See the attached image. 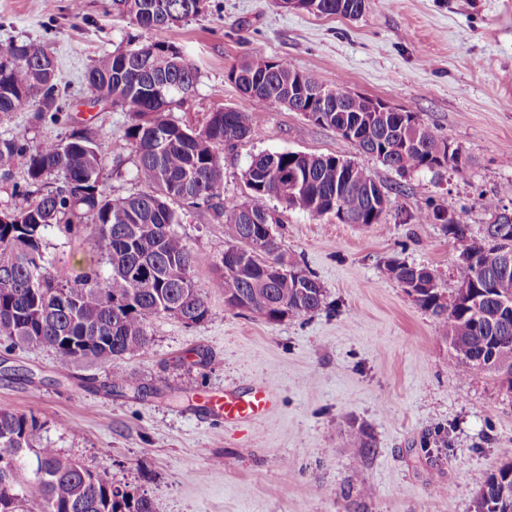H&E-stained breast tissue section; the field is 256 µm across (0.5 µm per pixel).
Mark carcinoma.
<instances>
[{
	"label": "carcinoma",
	"instance_id": "cac0c4a2",
	"mask_svg": "<svg viewBox=\"0 0 512 512\" xmlns=\"http://www.w3.org/2000/svg\"><path fill=\"white\" fill-rule=\"evenodd\" d=\"M206 0H112L113 9L133 19L145 34L158 32L197 16ZM366 0H317L316 14L355 17ZM103 54L85 73L91 102L110 103L131 113L123 137L136 158V179L143 189L112 197L102 181L110 153L108 142L86 130L73 131L61 141L31 145L25 138L0 139V176L17 168L26 189L14 195L25 204L0 211V337L7 347L36 344L49 347L63 365L79 360L112 367V387L130 384L122 365L152 340L151 320L160 315L186 325L203 322L209 313L206 295L193 281L194 268L209 262L216 274L209 288L224 294V305L266 322L315 313L325 305L326 292L311 274L286 261L275 235L276 199L288 209L325 215L340 201L347 220L371 223L368 191L376 182L363 168L347 162L349 175L333 156L300 152H263L253 157L245 178L251 200L240 203L224 196V147H233L249 132L248 113L218 109L201 128L177 124L168 109L156 104L154 87L164 83H197L198 70L176 46L154 42L156 51L145 67L137 63L138 43ZM14 65L0 74L15 92L0 93V114L33 111L56 116L62 112L57 71H48L38 54L46 45L20 41L0 50ZM301 76L309 90L325 85L312 72H298L285 58L252 53L233 66L228 79L253 103L288 105V84ZM315 122L338 130L366 126L358 148L402 173L455 169L461 154H448L422 119L408 112L366 111L364 99H351L344 112H320ZM56 187L33 198L30 187L48 179ZM512 194V183L481 199L490 215L501 210V197ZM205 208L232 223L236 244L224 250L234 257L212 260L195 250L177 231L181 223L174 205ZM260 218L250 221L249 215ZM445 210L420 213L422 223L438 221L451 235L460 262L459 284L475 288L480 304L458 303L441 293L433 272L423 266L389 260L383 275L414 286L415 301L441 317V334L456 359L477 374H503L512 385V264L499 262L512 255V223L485 241L468 236L463 224H450ZM81 224L96 228L94 250L105 268L91 267L72 278L53 269L45 239L54 230L72 233ZM286 268L270 274L267 263ZM497 348V354L490 353ZM41 425L31 416L0 410V512H154L143 495L123 504L112 500L113 484L56 449L38 447ZM503 464L479 485L471 512H512L501 500L504 485H512V448L501 449Z\"/></svg>",
	"mask_w": 512,
	"mask_h": 512
}]
</instances>
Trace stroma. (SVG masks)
<instances>
[{"label":"stroma","mask_w":512,"mask_h":512,"mask_svg":"<svg viewBox=\"0 0 512 512\" xmlns=\"http://www.w3.org/2000/svg\"><path fill=\"white\" fill-rule=\"evenodd\" d=\"M135 22L112 0H0V49L49 45L66 110L58 122L33 112L0 117V138L36 145L88 128L112 149L103 180L113 196L139 190L123 134L129 113L90 106L82 80L94 60L123 49ZM198 70L194 94L169 117L201 124L216 108L249 116L250 132L224 151V194L244 202L252 156L294 151L364 168L388 196L376 224L279 208L276 235L288 263L326 290L321 311L268 323L228 310L210 290V264L193 272L209 314L188 326L159 316L152 343L124 363L134 385L108 389V366H61L48 348L0 344V410L35 416L43 443L113 484L150 497L156 512H470L479 483L512 448V392L466 371L423 309L382 267L424 266L444 295L458 287V253L421 211L455 212L482 239L490 216L479 199L512 181V0H368L362 16L286 11L273 0H207L198 16L157 32ZM285 57L324 84L380 99L428 123L458 147L454 170L402 174L336 130L276 103L255 106L227 78L247 53ZM179 233L211 257L234 242L232 226L181 209ZM92 228L49 235L54 268L78 276L98 265ZM207 366H200V357ZM269 383L275 405L240 426L218 424L211 397ZM363 429V454L349 439ZM449 445H442V438Z\"/></svg>","instance_id":"stroma-1"}]
</instances>
